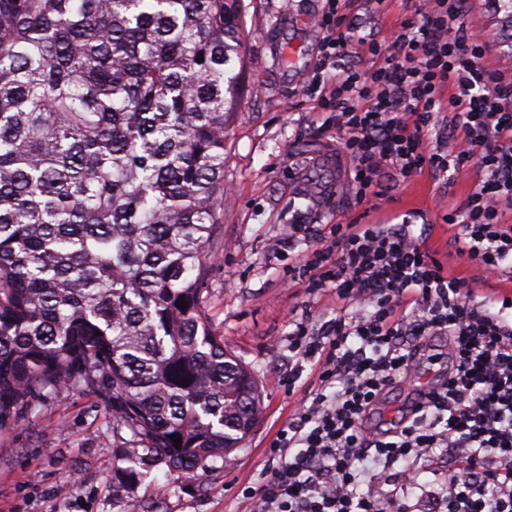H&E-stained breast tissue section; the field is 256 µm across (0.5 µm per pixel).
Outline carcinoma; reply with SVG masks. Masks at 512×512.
<instances>
[{
    "mask_svg": "<svg viewBox=\"0 0 512 512\" xmlns=\"http://www.w3.org/2000/svg\"><path fill=\"white\" fill-rule=\"evenodd\" d=\"M239 3L0 0V428L101 386L127 490L197 477L258 414L203 313Z\"/></svg>",
    "mask_w": 512,
    "mask_h": 512,
    "instance_id": "obj_1",
    "label": "carcinoma"
}]
</instances>
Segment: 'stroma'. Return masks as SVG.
<instances>
[{"instance_id":"1","label":"stroma","mask_w":512,"mask_h":512,"mask_svg":"<svg viewBox=\"0 0 512 512\" xmlns=\"http://www.w3.org/2000/svg\"><path fill=\"white\" fill-rule=\"evenodd\" d=\"M322 0H242L244 62L237 112L224 131V213L207 261L204 315L214 335L254 371L262 413L241 448L198 478L152 470L135 487L147 512H247L239 493L256 477L276 432L299 400L288 391L289 319L320 325L333 316L327 292L294 286L288 263L306 245L288 242L286 224H332L360 219L384 224L407 219L431 227L428 244L449 272L493 295L476 266L451 255L454 229L442 221L460 207L472 179L444 183L422 174L391 189L378 207L356 203L347 182L327 175L321 192L299 184V170L336 145L305 88L313 79ZM467 22L489 41V61L512 66V27L495 0H471ZM290 55L283 63L281 55ZM108 403L95 388L64 391L28 423L0 429V512H126L117 498L118 450L125 440L108 427Z\"/></svg>"}]
</instances>
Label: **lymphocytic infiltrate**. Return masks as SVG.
<instances>
[{
	"mask_svg": "<svg viewBox=\"0 0 512 512\" xmlns=\"http://www.w3.org/2000/svg\"><path fill=\"white\" fill-rule=\"evenodd\" d=\"M361 0H324L312 85L335 115L357 202L383 173L479 179L454 226L455 254L487 277L512 278V72L486 64L489 44L465 22L468 0H419L393 39L363 35ZM453 121L437 127L439 113ZM312 251L290 272L332 291L336 315L298 322L288 340L311 382L242 487L249 512H512V303L478 298L449 277L411 224H292ZM447 353L434 352L436 338ZM446 363L399 420L374 422L385 395L427 361Z\"/></svg>",
	"mask_w": 512,
	"mask_h": 512,
	"instance_id": "1",
	"label": "lymphocytic infiltrate"
}]
</instances>
